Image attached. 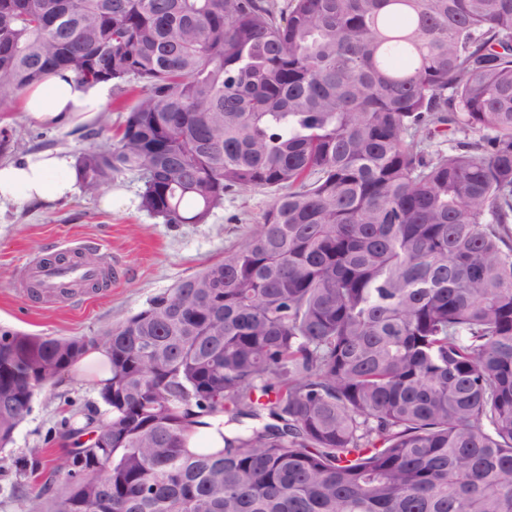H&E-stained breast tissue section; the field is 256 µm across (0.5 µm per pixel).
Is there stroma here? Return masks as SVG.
Here are the masks:
<instances>
[{
	"instance_id": "obj_1",
	"label": "stroma",
	"mask_w": 512,
	"mask_h": 512,
	"mask_svg": "<svg viewBox=\"0 0 512 512\" xmlns=\"http://www.w3.org/2000/svg\"><path fill=\"white\" fill-rule=\"evenodd\" d=\"M21 101L14 95L0 102V130L8 134L0 162L33 151L60 150L76 157L112 144L99 117L41 123L26 115ZM140 186L134 174L113 183L123 202L112 209L102 207L101 194L80 189L70 199L49 204L0 206V326L96 341L103 326L124 321L181 279L222 259L225 249L261 221L274 196L270 189L236 192L225 196L206 223L165 224L140 210ZM57 254L97 264L103 279L97 287L76 285L54 298L33 292L30 263ZM103 409L97 389L70 371L38 390L12 443L0 451V512H26L28 491L57 486L54 468L68 451L61 422H82ZM34 450L44 466L26 476L16 474V460Z\"/></svg>"
}]
</instances>
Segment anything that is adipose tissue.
I'll return each instance as SVG.
<instances>
[{
	"label": "adipose tissue",
	"instance_id": "obj_1",
	"mask_svg": "<svg viewBox=\"0 0 512 512\" xmlns=\"http://www.w3.org/2000/svg\"><path fill=\"white\" fill-rule=\"evenodd\" d=\"M108 95L101 86L86 87L51 75L25 92L24 109L37 121L50 123L103 111ZM72 158L62 152L39 151L17 162L0 164V203L27 204L69 198L76 189Z\"/></svg>",
	"mask_w": 512,
	"mask_h": 512
}]
</instances>
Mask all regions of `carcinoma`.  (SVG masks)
I'll use <instances>...</instances> for the list:
<instances>
[{
    "label": "carcinoma",
    "mask_w": 512,
    "mask_h": 512,
    "mask_svg": "<svg viewBox=\"0 0 512 512\" xmlns=\"http://www.w3.org/2000/svg\"><path fill=\"white\" fill-rule=\"evenodd\" d=\"M53 73L134 98L84 191L276 194L99 332L100 471L28 512H512V0H0V94ZM86 347L0 328V450ZM227 417L224 414L203 417L201 420L207 425L197 426L191 434L188 442V448H222L224 447V420Z\"/></svg>",
    "instance_id": "obj_1"
}]
</instances>
